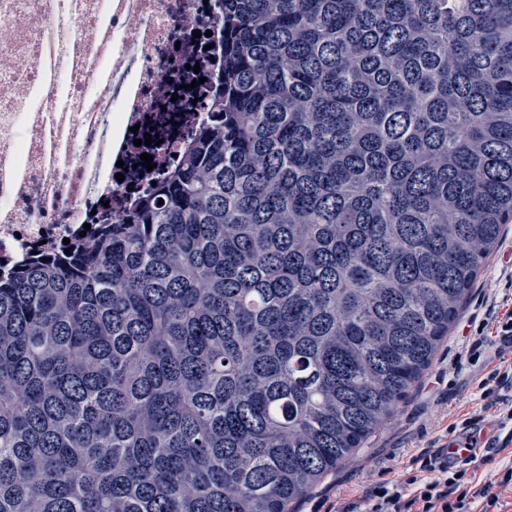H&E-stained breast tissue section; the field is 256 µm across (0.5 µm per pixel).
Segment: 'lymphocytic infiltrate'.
I'll return each instance as SVG.
<instances>
[{"instance_id": "obj_1", "label": "lymphocytic infiltrate", "mask_w": 512, "mask_h": 512, "mask_svg": "<svg viewBox=\"0 0 512 512\" xmlns=\"http://www.w3.org/2000/svg\"><path fill=\"white\" fill-rule=\"evenodd\" d=\"M494 348L497 359L479 382L481 406L463 421L472 427L485 414L494 413L501 433L486 443V453H472L463 460L449 458L447 448H425L413 456L415 475L401 483L377 481L366 484L362 496L344 503L337 512H493L500 503L498 487L512 486V465L505 467L498 484H478L471 470L486 460L487 453H501L512 444V303L502 304L489 320L483 321L468 342L470 358H479Z\"/></svg>"}]
</instances>
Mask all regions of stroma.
Returning a JSON list of instances; mask_svg holds the SVG:
<instances>
[{
  "label": "stroma",
  "instance_id": "obj_1",
  "mask_svg": "<svg viewBox=\"0 0 512 512\" xmlns=\"http://www.w3.org/2000/svg\"><path fill=\"white\" fill-rule=\"evenodd\" d=\"M512 286V223L478 277L459 318L440 345L431 366L401 402L394 418L375 433L362 448L348 456L309 495L294 504V512H327L337 497L354 499L361 485V472L385 461L387 480L400 483L411 474L409 461L420 448L438 440L448 443L452 427L478 406V382L484 364L494 353L486 351L481 362L469 360L463 346L469 322H482L499 297Z\"/></svg>",
  "mask_w": 512,
  "mask_h": 512
}]
</instances>
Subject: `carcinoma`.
<instances>
[{
    "label": "carcinoma",
    "instance_id": "cac0c4a2",
    "mask_svg": "<svg viewBox=\"0 0 512 512\" xmlns=\"http://www.w3.org/2000/svg\"><path fill=\"white\" fill-rule=\"evenodd\" d=\"M217 2L179 168L0 270V512H288L512 220V0Z\"/></svg>",
    "mask_w": 512,
    "mask_h": 512
}]
</instances>
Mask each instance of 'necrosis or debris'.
Masks as SVG:
<instances>
[{
  "label": "necrosis or debris",
  "mask_w": 512,
  "mask_h": 512,
  "mask_svg": "<svg viewBox=\"0 0 512 512\" xmlns=\"http://www.w3.org/2000/svg\"><path fill=\"white\" fill-rule=\"evenodd\" d=\"M214 0H0V264L62 252L101 224L103 197L151 179L125 157L183 154L207 117L197 77L221 74ZM155 128V127H154Z\"/></svg>",
  "instance_id": "4bbe7bcc"
}]
</instances>
